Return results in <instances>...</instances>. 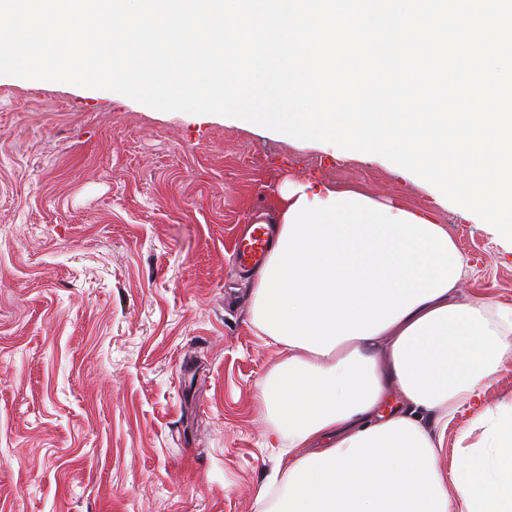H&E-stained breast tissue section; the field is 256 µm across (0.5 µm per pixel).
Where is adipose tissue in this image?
I'll use <instances>...</instances> for the list:
<instances>
[{"instance_id":"obj_1","label":"adipose tissue","mask_w":512,"mask_h":512,"mask_svg":"<svg viewBox=\"0 0 512 512\" xmlns=\"http://www.w3.org/2000/svg\"><path fill=\"white\" fill-rule=\"evenodd\" d=\"M267 221L251 290L277 348L260 394L275 451L262 512H512V409L475 464L443 473L432 440V421L512 358V307L457 301L467 260L447 228L310 180L282 185Z\"/></svg>"}]
</instances>
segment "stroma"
Here are the masks:
<instances>
[{"instance_id": "stroma-1", "label": "stroma", "mask_w": 512, "mask_h": 512, "mask_svg": "<svg viewBox=\"0 0 512 512\" xmlns=\"http://www.w3.org/2000/svg\"><path fill=\"white\" fill-rule=\"evenodd\" d=\"M288 179L431 210L458 301L512 306V242L383 157L0 76V512H258L275 348L230 254ZM510 405L512 360L434 427L443 472Z\"/></svg>"}]
</instances>
